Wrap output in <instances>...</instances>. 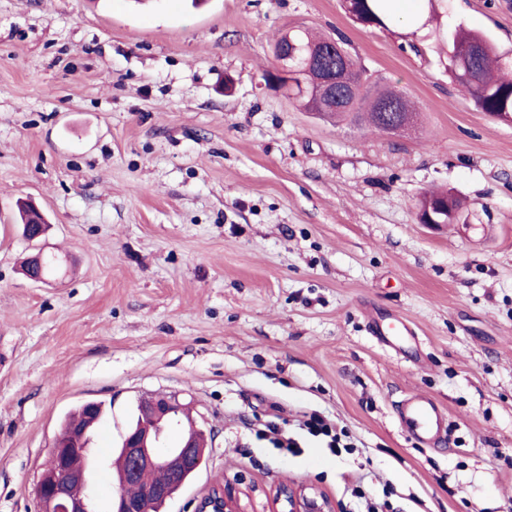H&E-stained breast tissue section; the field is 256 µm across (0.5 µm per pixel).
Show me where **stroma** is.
I'll list each match as a JSON object with an SVG mask.
<instances>
[{"label":"stroma","mask_w":512,"mask_h":512,"mask_svg":"<svg viewBox=\"0 0 512 512\" xmlns=\"http://www.w3.org/2000/svg\"><path fill=\"white\" fill-rule=\"evenodd\" d=\"M512 54V0H445ZM389 30L341 0H0V512H36L66 414L107 404L91 438L118 447L142 397L189 404L206 460L168 512L237 483L269 512L285 483L340 512L354 487L397 512H512V125L451 81L417 6ZM293 27L342 35L418 119L390 135L307 112L262 79ZM464 207L420 224L422 193ZM49 229L28 243L18 205ZM64 273L21 270L36 250ZM401 318L418 350L372 336ZM448 413V442L401 426L408 395ZM321 412L354 437H306ZM274 421L304 442L258 439ZM305 417L306 419L301 424L302 429L306 430L308 435L313 438L326 440V448L334 455H339L342 451L350 453L356 448L351 442L342 443V436L344 438H349V436L343 430L338 432L336 425L327 416L314 411Z\"/></svg>","instance_id":"1"}]
</instances>
